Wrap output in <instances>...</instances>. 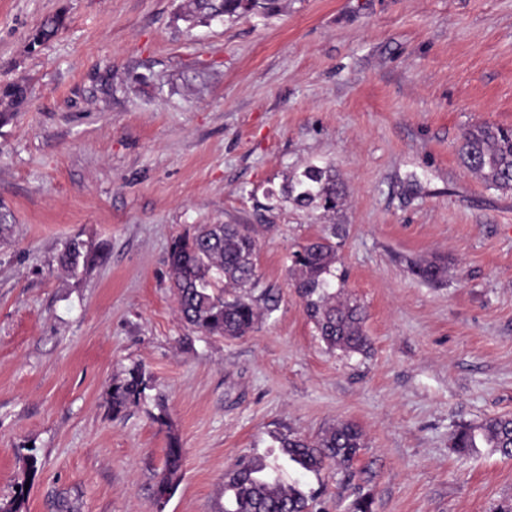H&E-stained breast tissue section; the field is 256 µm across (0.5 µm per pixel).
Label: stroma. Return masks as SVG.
<instances>
[{"label": "stroma", "instance_id": "1", "mask_svg": "<svg viewBox=\"0 0 512 512\" xmlns=\"http://www.w3.org/2000/svg\"><path fill=\"white\" fill-rule=\"evenodd\" d=\"M181 2L0 0V85L30 90L0 128L15 219L0 238V503L224 512L236 458L269 462L274 435L351 421L366 446L350 485L284 471L315 492L311 512H348L361 492L373 512H496L512 458L451 439L512 416V192L455 147L470 125L512 126V0H283L192 28ZM55 16L59 34L31 46ZM327 163L345 206L297 209L289 179ZM331 222L366 355L327 349L288 275ZM199 224L262 230L277 308L248 336L201 335L177 312L166 255ZM73 237L107 251L76 276L58 266ZM439 257L442 283L412 273ZM135 364L155 387L112 415ZM172 433L182 476L160 509Z\"/></svg>", "mask_w": 512, "mask_h": 512}]
</instances>
